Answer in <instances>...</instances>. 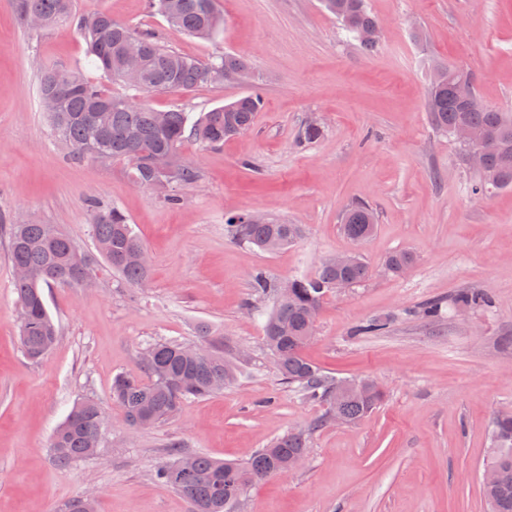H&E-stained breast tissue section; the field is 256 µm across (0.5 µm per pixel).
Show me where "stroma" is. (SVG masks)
Wrapping results in <instances>:
<instances>
[{"mask_svg": "<svg viewBox=\"0 0 512 512\" xmlns=\"http://www.w3.org/2000/svg\"><path fill=\"white\" fill-rule=\"evenodd\" d=\"M380 23L373 52L346 38L320 0H218L224 25L209 41L170 28L147 0H73L77 13H110L178 52L208 60L246 55L253 77L149 96L156 109L191 118L245 94L263 107L253 128L218 147L185 141L199 179L172 205L164 188L134 184L126 161L72 159L43 112L44 69H83L76 27L34 32L17 0H0V214L56 224L92 249L90 202L118 207L151 259L141 286L107 265L87 288L53 285L47 308L59 339L41 361L18 337L13 270L0 236V512H62L95 489L98 512H191L153 478L171 440L216 460L247 461L294 428L311 427L306 462L248 488L240 512H487L481 480L492 417L512 413V189L474 195L455 143L432 125L428 87L438 66L472 73L490 107L512 112V0H367ZM318 119L317 142H296ZM365 202L377 224L363 243L342 215ZM262 213L303 227L288 248L261 253L227 240L224 220ZM416 261L381 274L389 253ZM358 252L372 276L327 294L305 356L336 377L374 379L382 404L358 424L314 428L323 408L282 379L264 343L254 270L287 281L332 255ZM480 288L487 308L459 314L461 291ZM441 303L429 322L421 309ZM382 317L378 336L358 322ZM240 359L224 391L188 401L180 414L130 432L111 400L116 374L140 375L148 344H194L200 331ZM85 395L104 406L96 457L72 467L52 459V433Z\"/></svg>", "mask_w": 512, "mask_h": 512, "instance_id": "35a3bbf8", "label": "stroma"}]
</instances>
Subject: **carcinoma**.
<instances>
[{"label": "carcinoma", "mask_w": 512, "mask_h": 512, "mask_svg": "<svg viewBox=\"0 0 512 512\" xmlns=\"http://www.w3.org/2000/svg\"><path fill=\"white\" fill-rule=\"evenodd\" d=\"M18 9L27 20L37 17L43 29L76 24L86 39L88 57L103 76L123 83L127 93L114 95L102 85L89 80L79 70L60 72L47 69L40 79V98L59 99V110L46 112L53 131L75 159L125 160L131 165L133 181L146 186L142 164L156 159L170 172L166 185H183L198 177L195 166L178 165L179 148L187 138L204 146L220 144L224 139L244 133L253 125L262 109V97L250 93L191 120L189 113L174 108L160 112L146 97L154 93H187L201 84L228 82L225 74L244 79L251 72L248 58L223 53L208 61L186 56L169 48L155 35L138 30L105 12L75 17L73 0H17ZM325 11L336 16L340 25L356 36L378 25L368 10L366 0H321ZM150 11L164 17L169 26L200 39L213 37L224 19L217 0H147ZM130 38L143 46L140 83L130 84L125 77L123 47ZM474 103L463 104L448 93V87L430 85L427 110L437 128L452 132L465 124L482 140L492 137L496 150L486 156L487 168L494 172L499 184L478 176L472 185L475 194L512 187V113L485 105L472 93ZM92 232L96 253L82 250L56 224H15L0 220V233L7 240L12 267H21L29 276L14 279L16 303L23 318L18 324L23 353L36 360L56 344L58 328L50 315L42 288L60 283L81 287L95 279L99 261L108 264L122 282L142 285L150 268L137 259L145 249L134 233L128 218L118 208H101L90 202ZM245 214L227 218L224 233L233 242L262 252H274L293 244L302 233L299 224H280L271 218L262 223H247ZM373 210L360 203L348 208L342 218V230L355 242L368 239L374 232ZM414 262L405 250L391 253L385 260L391 275L404 273ZM370 275V268L359 255L338 266L324 260L310 276L288 281V296L281 286L257 269L251 274V285L258 294L271 293L275 303L264 327V339L275 358L277 369L290 387L305 399L324 407L323 417L313 424L318 428L330 421L333 413L341 414L344 423L355 424L369 415L383 401L382 391L372 386L373 380L359 379L367 386L344 396L337 395L343 380L328 375L309 361L303 349L313 336L309 313L320 310L326 294L339 283L356 286ZM456 303L463 309L485 308L491 296L480 289L461 292ZM387 320L373 318L356 326L359 336H377L386 329ZM204 347L188 352L175 341H159L148 347L149 356L141 359L146 379L118 374L112 380V402L123 413L127 425L149 428L174 417L184 402L208 397L224 390L234 377L233 364L224 358L223 349L201 336ZM106 424V412L92 397L78 399L66 419L56 428L51 440L56 464L66 468L89 458L90 439L98 427ZM310 431L299 429L276 438L242 463L215 461L203 454L191 455L186 473L178 470L187 455L182 442L167 444L168 460L154 471L161 485L177 492L191 505L192 512H237L236 491L239 484L256 483L288 471L290 460L310 447ZM490 454L486 468L494 475L482 487L490 512H512V414H497L489 430Z\"/></svg>", "instance_id": "1"}]
</instances>
